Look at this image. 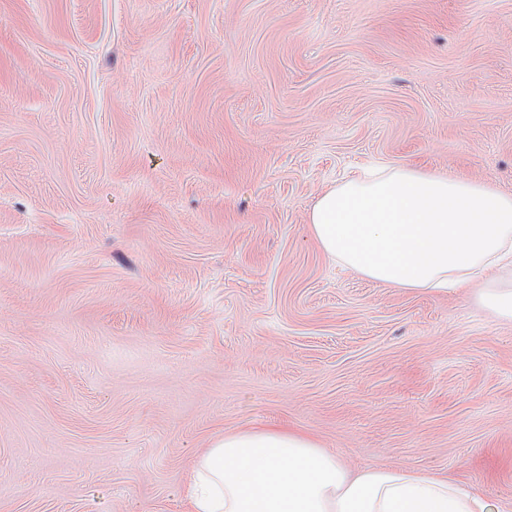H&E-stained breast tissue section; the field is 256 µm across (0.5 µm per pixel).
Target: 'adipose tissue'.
Segmentation results:
<instances>
[{
  "instance_id": "ef3b65f1",
  "label": "adipose tissue",
  "mask_w": 512,
  "mask_h": 512,
  "mask_svg": "<svg viewBox=\"0 0 512 512\" xmlns=\"http://www.w3.org/2000/svg\"><path fill=\"white\" fill-rule=\"evenodd\" d=\"M308 222L322 251L363 277L434 291L484 278L482 304L512 320V194L406 165L361 170L324 191ZM189 512H502L453 479L349 470L285 429L216 436L194 466Z\"/></svg>"
}]
</instances>
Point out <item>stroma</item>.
<instances>
[{
  "instance_id": "1",
  "label": "stroma",
  "mask_w": 512,
  "mask_h": 512,
  "mask_svg": "<svg viewBox=\"0 0 512 512\" xmlns=\"http://www.w3.org/2000/svg\"><path fill=\"white\" fill-rule=\"evenodd\" d=\"M370 163L512 194V0H0V512H186L270 427L512 512V322L310 232Z\"/></svg>"
}]
</instances>
